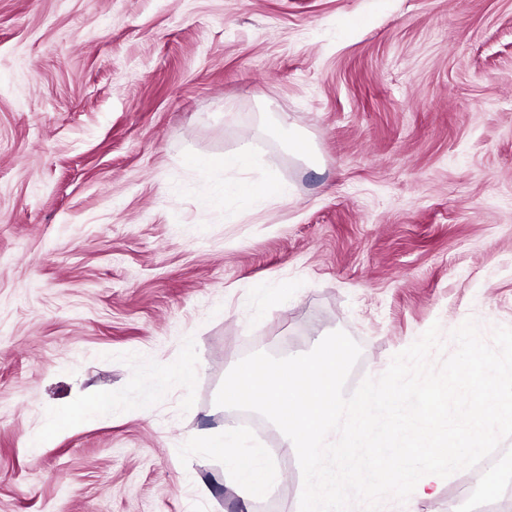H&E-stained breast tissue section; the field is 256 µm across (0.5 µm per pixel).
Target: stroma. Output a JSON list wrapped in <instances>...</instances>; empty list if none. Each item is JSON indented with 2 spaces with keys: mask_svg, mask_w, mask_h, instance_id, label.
<instances>
[{
  "mask_svg": "<svg viewBox=\"0 0 512 512\" xmlns=\"http://www.w3.org/2000/svg\"><path fill=\"white\" fill-rule=\"evenodd\" d=\"M245 140L251 166L194 167ZM269 177L285 200L212 201ZM469 319L512 327V0H0V512H298L281 431L216 405L228 372L341 330L351 391ZM100 389L111 412L30 450ZM246 420L283 451L261 496L200 446ZM468 477L512 490V439L382 512H456ZM276 134L281 139L287 140L289 148L300 159L313 163L314 157L307 141L298 135L296 125L290 120L288 115H284L278 122ZM193 352L191 348L187 350V362L185 364L178 365H166L163 366L157 375L154 393H163L167 390L171 381L175 379L188 380L189 377V365L192 363Z\"/></svg>",
  "mask_w": 512,
  "mask_h": 512,
  "instance_id": "stroma-1",
  "label": "stroma"
}]
</instances>
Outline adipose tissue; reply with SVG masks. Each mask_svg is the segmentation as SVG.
<instances>
[{
	"label": "adipose tissue",
	"instance_id": "ef3b65f1",
	"mask_svg": "<svg viewBox=\"0 0 512 512\" xmlns=\"http://www.w3.org/2000/svg\"><path fill=\"white\" fill-rule=\"evenodd\" d=\"M114 403L115 396L109 390H101L82 398L71 410L48 417L32 439L31 448H41L45 442L93 421L100 414L111 410ZM205 446L213 455L224 459L245 492L257 495L270 486L273 473L266 463L263 450L244 447L238 432L227 429L211 435Z\"/></svg>",
	"mask_w": 512,
	"mask_h": 512
}]
</instances>
